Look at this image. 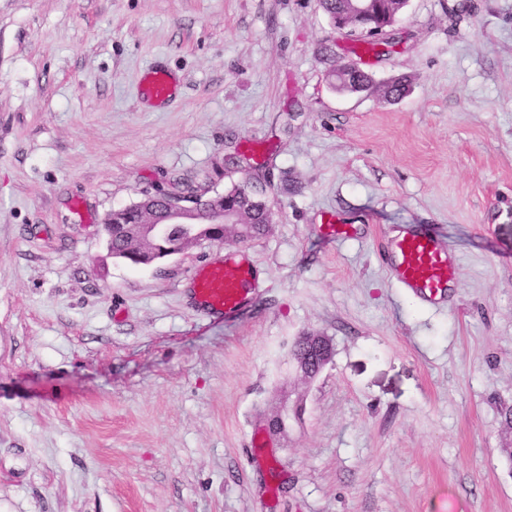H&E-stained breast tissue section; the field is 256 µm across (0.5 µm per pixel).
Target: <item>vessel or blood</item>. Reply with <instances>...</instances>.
I'll list each match as a JSON object with an SVG mask.
<instances>
[{
  "mask_svg": "<svg viewBox=\"0 0 512 512\" xmlns=\"http://www.w3.org/2000/svg\"><path fill=\"white\" fill-rule=\"evenodd\" d=\"M145 95L166 99L170 81L163 71L148 70L143 78ZM390 277L397 288L421 301L434 303L457 281L458 262L433 233L407 230L390 241ZM257 273L238 252L223 259H202L190 278V291L198 306L211 316H232L251 298Z\"/></svg>",
  "mask_w": 512,
  "mask_h": 512,
  "instance_id": "1",
  "label": "vessel or blood"
}]
</instances>
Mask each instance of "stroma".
<instances>
[{
	"instance_id": "35a3bbf8",
	"label": "stroma",
	"mask_w": 512,
	"mask_h": 512,
	"mask_svg": "<svg viewBox=\"0 0 512 512\" xmlns=\"http://www.w3.org/2000/svg\"><path fill=\"white\" fill-rule=\"evenodd\" d=\"M355 42L318 0H0V512H512V0ZM327 47L374 88L332 90ZM244 182L271 224L236 316L187 291L232 239L110 255L112 209ZM408 228L459 261L438 305L389 276ZM170 81L163 71L149 69L143 78V93L150 98L164 100L169 96Z\"/></svg>"
}]
</instances>
